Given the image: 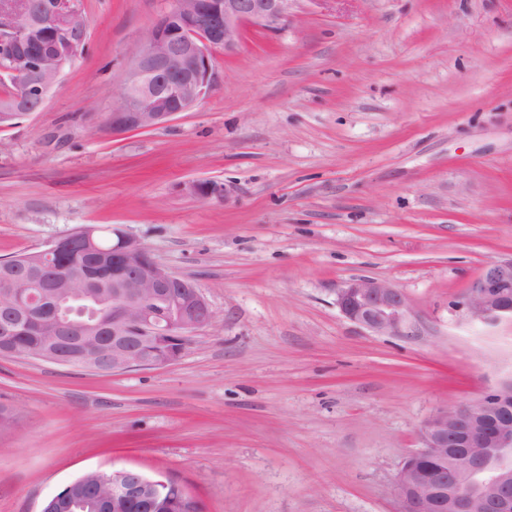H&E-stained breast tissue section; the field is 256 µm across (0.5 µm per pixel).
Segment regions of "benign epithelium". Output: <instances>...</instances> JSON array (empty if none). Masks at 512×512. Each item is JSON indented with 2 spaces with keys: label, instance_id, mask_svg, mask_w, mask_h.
Segmentation results:
<instances>
[{
  "label": "benign epithelium",
  "instance_id": "1",
  "mask_svg": "<svg viewBox=\"0 0 512 512\" xmlns=\"http://www.w3.org/2000/svg\"><path fill=\"white\" fill-rule=\"evenodd\" d=\"M70 0H0V70L17 91L0 98V112L22 116L44 109L64 69L79 55L86 21ZM298 0H174L144 41L130 50L119 100L112 105V136L154 128L187 112L211 92L216 72L212 50L235 49L247 24L275 30L292 16ZM97 229L51 242L47 252L95 249ZM99 264L112 267V299L83 291L55 295L50 314L32 317L51 283L10 263L0 265V355L21 356L99 373L163 368L179 361L192 337L212 322L196 284L151 258L135 237L122 235ZM93 311L84 335L71 336L75 309ZM341 314L363 329L413 337L419 322L405 294L375 279L351 278L336 289ZM456 307L471 322L512 321V257L486 262ZM28 319L41 334L38 347L14 345L16 326ZM148 333L146 345L129 331ZM512 374L476 400L442 408L419 430L421 446L404 462L394 484L400 512H512ZM83 483H112L98 499L102 512H124L131 500L150 502L159 480L137 468L92 470Z\"/></svg>",
  "mask_w": 512,
  "mask_h": 512
}]
</instances>
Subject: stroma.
I'll list each match as a JSON object with an SVG mask.
<instances>
[{"instance_id":"stroma-1","label":"stroma","mask_w":512,"mask_h":512,"mask_svg":"<svg viewBox=\"0 0 512 512\" xmlns=\"http://www.w3.org/2000/svg\"><path fill=\"white\" fill-rule=\"evenodd\" d=\"M74 5L83 53L42 111L0 126V259L126 232L213 321L159 369L0 358V512L122 466L201 512H399L421 424L512 374V322L451 311L512 256V0H297L214 49L196 108L118 137L128 53L173 0ZM202 180L223 199L191 195ZM353 277L399 288L419 336L344 318Z\"/></svg>"}]
</instances>
